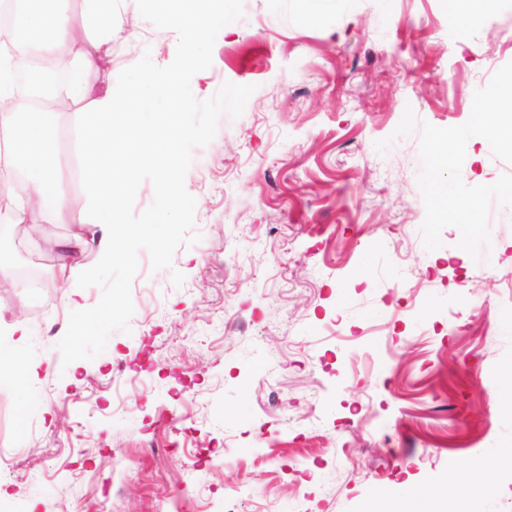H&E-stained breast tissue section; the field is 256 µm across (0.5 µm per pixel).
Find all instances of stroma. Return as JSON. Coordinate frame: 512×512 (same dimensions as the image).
Instances as JSON below:
<instances>
[{
    "instance_id": "1",
    "label": "stroma",
    "mask_w": 512,
    "mask_h": 512,
    "mask_svg": "<svg viewBox=\"0 0 512 512\" xmlns=\"http://www.w3.org/2000/svg\"><path fill=\"white\" fill-rule=\"evenodd\" d=\"M112 37V86L144 57L169 65L175 31L124 0ZM213 63L195 74L197 99L227 82L255 85L241 116H222L193 151L185 187L200 240L173 271L147 253L131 294L129 332L103 353L63 364L53 316L96 305L81 288L95 249L47 256L51 287L0 290V348L10 326L31 338L15 380L0 384V443L28 449L0 478V512H230L227 486L245 483L248 512H367L378 494L441 486L477 449L512 441V213L492 208L483 261L460 257V232L426 250L418 186L421 123L464 124L475 91L512 61V0L460 35L445 0H347L310 12L306 0H244ZM84 104L52 115L57 176L82 195L73 167L87 143ZM512 173L473 138L468 185ZM105 236L90 200L58 238ZM123 361L124 371L113 368ZM194 431L185 449L215 448L197 470L168 442L165 407Z\"/></svg>"
}]
</instances>
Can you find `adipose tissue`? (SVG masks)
<instances>
[{
    "mask_svg": "<svg viewBox=\"0 0 512 512\" xmlns=\"http://www.w3.org/2000/svg\"><path fill=\"white\" fill-rule=\"evenodd\" d=\"M15 25L32 39H40L51 29L53 44H63L73 35L67 14L51 16L27 10L15 18ZM28 42L18 41L12 51L0 50V130L21 150L20 162L29 185L30 204L13 209L9 223L0 224V242L12 236L15 225L52 224L62 218L67 200L60 190L55 158L58 141L45 112H29L17 118L12 101L20 88L16 83L12 56L26 54ZM111 47L87 54L74 52L60 67L73 81L66 88L51 83L48 73L38 72L33 80L37 88L55 94L66 91L75 99L92 98L93 112L86 127L90 149L82 169L83 181L95 203L97 223L111 228L120 221L123 200L137 186V166L141 160L172 161L177 150L198 135L197 129L182 121L189 109V94L177 71L158 70L151 59H144L122 92L106 90L92 96L86 80L88 73L99 71L101 61L111 58Z\"/></svg>",
    "mask_w": 512,
    "mask_h": 512,
    "instance_id": "obj_1",
    "label": "adipose tissue"
}]
</instances>
